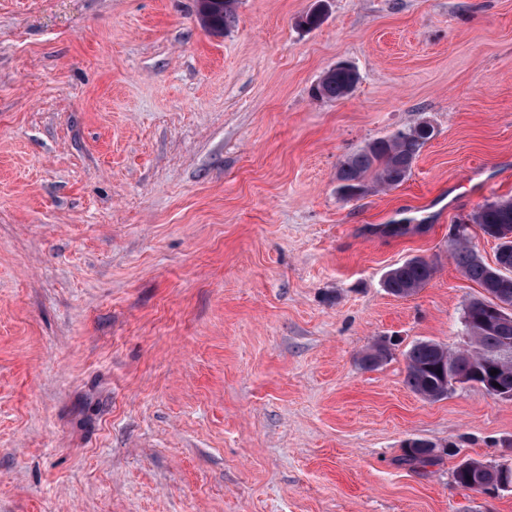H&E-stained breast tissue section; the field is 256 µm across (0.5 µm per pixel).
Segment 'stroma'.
I'll return each instance as SVG.
<instances>
[{"mask_svg": "<svg viewBox=\"0 0 512 512\" xmlns=\"http://www.w3.org/2000/svg\"><path fill=\"white\" fill-rule=\"evenodd\" d=\"M314 4L214 35L196 0H0V512H512L452 478L504 461L512 400L405 383L483 295L454 226L512 198V0ZM340 63L354 92L314 98ZM421 122L405 183L340 198ZM416 127L370 142L342 160L336 171V192L346 200L360 199L377 188L399 187L409 176L428 139L414 136ZM435 267L422 257H412L390 269L383 288L391 295L409 297L424 288L434 277ZM434 449V445L428 444L423 440H412L411 444L406 446L404 456L400 459V463L407 465L412 469H419L432 465L438 459Z\"/></svg>", "mask_w": 512, "mask_h": 512, "instance_id": "1", "label": "stroma"}]
</instances>
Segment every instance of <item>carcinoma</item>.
Returning a JSON list of instances; mask_svg holds the SVG:
<instances>
[{
    "instance_id": "carcinoma-1",
    "label": "carcinoma",
    "mask_w": 512,
    "mask_h": 512,
    "mask_svg": "<svg viewBox=\"0 0 512 512\" xmlns=\"http://www.w3.org/2000/svg\"><path fill=\"white\" fill-rule=\"evenodd\" d=\"M236 0H199L202 26L222 34L234 21ZM359 81L350 67L339 64L324 73L312 89L318 99L346 98ZM426 140L414 136V129L399 130L370 142L342 160L336 171V192L346 200L360 199L377 188L399 187L409 176ZM483 235L498 241L495 265L485 263L470 245L468 225H457L451 253L461 272L486 293L465 308L463 325L470 340L464 349L451 350L431 340H420L405 353L406 378L410 389L435 401L454 384H477L489 394L512 399V244L504 242L512 232V198L483 205L471 218ZM435 267L422 257H412L390 269L383 288L391 295L409 297L434 277ZM390 357V350L375 342L360 363L374 368ZM497 374L492 375L490 371ZM435 446L416 439L406 446L400 463L412 469L424 468L437 460ZM453 481L464 490L484 492L502 484L512 486V467L492 472L488 463L468 459L453 470Z\"/></svg>"
}]
</instances>
